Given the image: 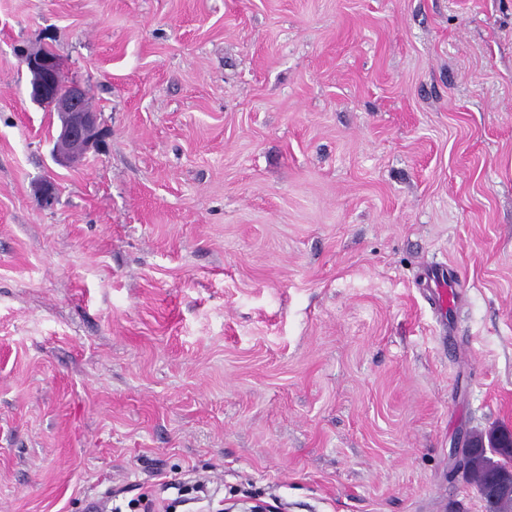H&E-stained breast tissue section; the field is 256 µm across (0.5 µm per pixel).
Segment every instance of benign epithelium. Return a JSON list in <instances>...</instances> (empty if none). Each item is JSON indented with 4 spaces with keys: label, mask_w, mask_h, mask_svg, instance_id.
Instances as JSON below:
<instances>
[{
    "label": "benign epithelium",
    "mask_w": 512,
    "mask_h": 512,
    "mask_svg": "<svg viewBox=\"0 0 512 512\" xmlns=\"http://www.w3.org/2000/svg\"><path fill=\"white\" fill-rule=\"evenodd\" d=\"M22 62L31 75V99L56 112L60 120L53 158L60 165H69L96 146L100 136L99 113L84 105L85 88L67 78L51 46L27 51ZM485 495L494 503L512 499V477H499L485 489Z\"/></svg>",
    "instance_id": "1"
}]
</instances>
